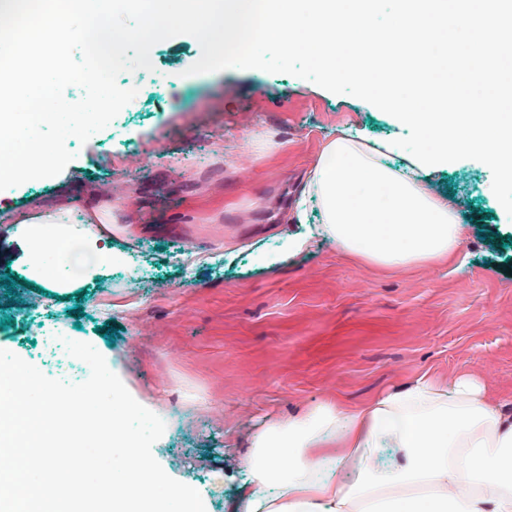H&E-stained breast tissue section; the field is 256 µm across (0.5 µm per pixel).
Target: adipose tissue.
Listing matches in <instances>:
<instances>
[{
	"instance_id": "adipose-tissue-1",
	"label": "adipose tissue",
	"mask_w": 512,
	"mask_h": 512,
	"mask_svg": "<svg viewBox=\"0 0 512 512\" xmlns=\"http://www.w3.org/2000/svg\"><path fill=\"white\" fill-rule=\"evenodd\" d=\"M316 200L318 230L306 206ZM83 224L63 204L31 213L12 239L28 277L69 289L115 264L112 239L86 205ZM285 248L270 268L324 233L346 256L386 270L449 266L464 226L452 200L431 193L419 166L355 129L326 142L298 200ZM241 464L239 512H512V413L485 385L423 375L352 405L325 400L260 427Z\"/></svg>"
}]
</instances>
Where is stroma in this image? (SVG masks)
<instances>
[{
  "instance_id": "stroma-1",
  "label": "stroma",
  "mask_w": 512,
  "mask_h": 512,
  "mask_svg": "<svg viewBox=\"0 0 512 512\" xmlns=\"http://www.w3.org/2000/svg\"><path fill=\"white\" fill-rule=\"evenodd\" d=\"M201 54L181 35L155 44L136 107L87 143L59 175L0 191L16 221L61 199L110 204L113 247L126 260L56 299L22 268L0 223V350L54 378L86 368L48 354L44 339L91 343L131 395L166 423L152 453L199 491L206 512H235L238 459L261 423L326 399L358 404L427 374H468L512 405V218L492 173L460 160L431 177L467 229L462 260L383 272L329 239L267 270L248 246L285 245L292 205L327 138L347 125L398 139L406 127L375 106L285 73L227 69L172 75ZM35 295L38 310L19 308ZM115 327L107 336L106 327ZM224 474L214 485V474Z\"/></svg>"
}]
</instances>
